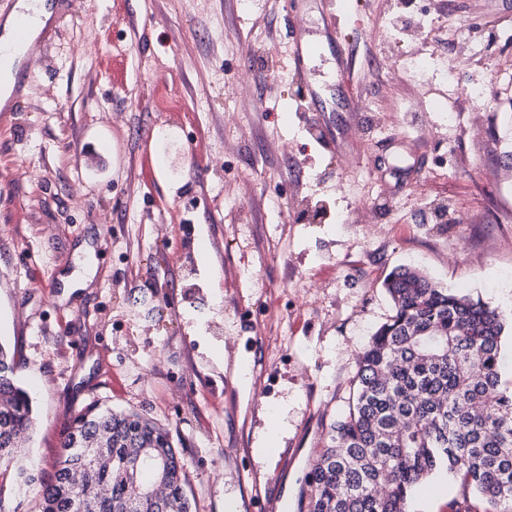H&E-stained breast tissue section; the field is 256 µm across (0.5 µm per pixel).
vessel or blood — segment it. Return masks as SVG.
I'll list each match as a JSON object with an SVG mask.
<instances>
[{
  "label": "vessel or blood",
  "mask_w": 512,
  "mask_h": 512,
  "mask_svg": "<svg viewBox=\"0 0 512 512\" xmlns=\"http://www.w3.org/2000/svg\"><path fill=\"white\" fill-rule=\"evenodd\" d=\"M320 12L325 22L322 38H311L308 29L301 24L292 25L290 30L291 51L289 65L298 83L305 109L312 113L314 120H324L329 112H355L359 109L358 94L352 82L355 61L346 47L345 29L354 14L344 0H320ZM29 15L17 17L14 40L4 43L0 40V63L13 61L15 81L11 87L0 86V99L8 106H15L24 89L28 87L34 72L28 56L19 54V47L27 46ZM329 56L333 80H325L316 65L321 56Z\"/></svg>",
  "instance_id": "vessel-or-blood-1"
}]
</instances>
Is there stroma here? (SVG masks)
I'll use <instances>...</instances> for the list:
<instances>
[{"label": "stroma", "mask_w": 512, "mask_h": 512, "mask_svg": "<svg viewBox=\"0 0 512 512\" xmlns=\"http://www.w3.org/2000/svg\"><path fill=\"white\" fill-rule=\"evenodd\" d=\"M357 2L371 109L331 114V148L288 66L289 15L323 24L309 0H60L0 115V340L36 407L35 466L100 404L170 430L196 512L261 495L299 512L394 268L512 317V0H451L423 37L418 5ZM453 18L482 53L452 80L409 72ZM463 506L443 473L408 512Z\"/></svg>", "instance_id": "1"}]
</instances>
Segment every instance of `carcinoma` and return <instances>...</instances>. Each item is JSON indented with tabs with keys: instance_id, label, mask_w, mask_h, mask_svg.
Returning a JSON list of instances; mask_svg holds the SVG:
<instances>
[{
	"instance_id": "carcinoma-1",
	"label": "carcinoma",
	"mask_w": 512,
	"mask_h": 512,
	"mask_svg": "<svg viewBox=\"0 0 512 512\" xmlns=\"http://www.w3.org/2000/svg\"><path fill=\"white\" fill-rule=\"evenodd\" d=\"M393 315L357 358L346 411L311 463L304 512H407L445 470L496 509L512 508V389L499 361L507 322L481 300L397 268L384 281ZM0 341V479L34 492V512H195L169 431L94 404L73 416L50 475L25 462L35 420Z\"/></svg>"
}]
</instances>
